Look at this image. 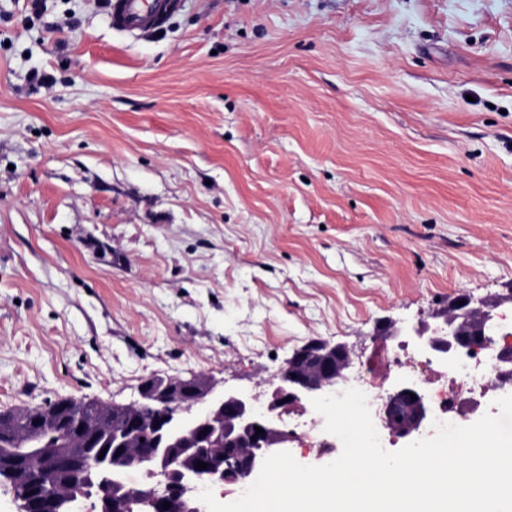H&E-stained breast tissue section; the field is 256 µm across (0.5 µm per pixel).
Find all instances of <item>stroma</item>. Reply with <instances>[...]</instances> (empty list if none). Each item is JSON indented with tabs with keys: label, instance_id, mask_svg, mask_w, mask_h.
<instances>
[{
	"label": "stroma",
	"instance_id": "stroma-1",
	"mask_svg": "<svg viewBox=\"0 0 512 512\" xmlns=\"http://www.w3.org/2000/svg\"><path fill=\"white\" fill-rule=\"evenodd\" d=\"M51 77L48 86L35 75ZM512 286V0H0V412ZM172 0H107V17L113 30L145 33L170 12Z\"/></svg>",
	"mask_w": 512,
	"mask_h": 512
}]
</instances>
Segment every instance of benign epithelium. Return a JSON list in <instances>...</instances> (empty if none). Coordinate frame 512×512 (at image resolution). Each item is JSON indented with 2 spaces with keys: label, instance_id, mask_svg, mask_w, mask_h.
I'll use <instances>...</instances> for the list:
<instances>
[{
  "label": "benign epithelium",
  "instance_id": "obj_1",
  "mask_svg": "<svg viewBox=\"0 0 512 512\" xmlns=\"http://www.w3.org/2000/svg\"><path fill=\"white\" fill-rule=\"evenodd\" d=\"M512 305V287L491 297L461 293L432 315V322L381 326L376 339L408 337L416 350L450 366L499 345L497 374H512V322L501 308ZM355 360L344 343L315 339L296 349L273 376L271 402L243 390L218 389L195 374L143 381L130 404L60 399L0 413V436L12 448L38 445L40 454L5 471L18 512H36L33 492L47 512L66 504L70 512H207L199 486L224 490L252 483L265 457L288 451L294 439L284 415L343 388ZM416 398H411L410 394ZM375 415L394 435L413 439L429 417L425 397L399 381L380 395ZM263 429L256 434L255 427ZM119 454L90 451L102 434ZM207 464L198 469L197 462ZM68 470L80 487L65 493L58 474ZM170 507L162 508L163 502Z\"/></svg>",
  "mask_w": 512,
  "mask_h": 512
}]
</instances>
